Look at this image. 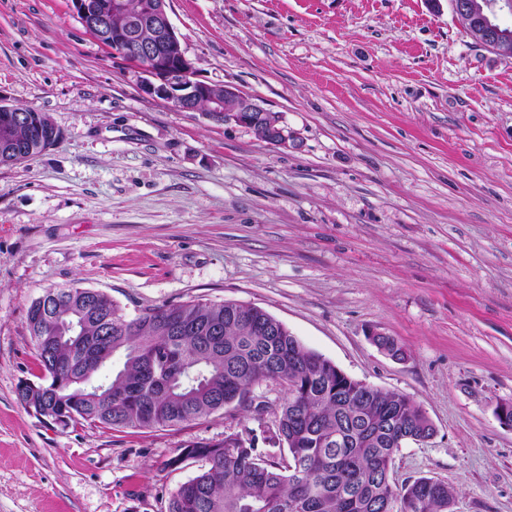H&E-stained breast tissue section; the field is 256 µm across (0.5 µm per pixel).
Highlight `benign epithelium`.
Instances as JSON below:
<instances>
[{"instance_id":"1","label":"benign epithelium","mask_w":512,"mask_h":512,"mask_svg":"<svg viewBox=\"0 0 512 512\" xmlns=\"http://www.w3.org/2000/svg\"><path fill=\"white\" fill-rule=\"evenodd\" d=\"M498 1L512 13V0H451V5L474 42L512 58V25L492 9ZM166 2L139 0L138 9L127 24L114 27L112 16L125 12L126 0H72L84 28L140 70L141 85L148 94L183 112L201 110L216 123L251 128L273 146L286 148L294 143L281 116L265 109L256 99L226 84L196 80V67L169 19ZM27 409L39 419L67 426L66 416H54L41 405H29Z\"/></svg>"}]
</instances>
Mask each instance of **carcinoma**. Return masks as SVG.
Returning a JSON list of instances; mask_svg holds the SVG:
<instances>
[{"label": "carcinoma", "mask_w": 512, "mask_h": 512, "mask_svg": "<svg viewBox=\"0 0 512 512\" xmlns=\"http://www.w3.org/2000/svg\"><path fill=\"white\" fill-rule=\"evenodd\" d=\"M0 137V167L42 153L61 131L31 113ZM32 301L27 323L43 374L21 403L75 413L110 428L152 429L205 418L236 404L261 417L251 386L274 381L285 396L262 430L181 449L170 464L206 467L171 492L166 512H453L448 486L421 477L401 487L389 472L398 439L427 437L424 413L399 393L347 383L266 311L224 301L146 308L133 318L101 291L54 288ZM195 328L183 334L180 327Z\"/></svg>", "instance_id": "1"}]
</instances>
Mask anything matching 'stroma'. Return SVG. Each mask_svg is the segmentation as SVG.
Masks as SVG:
<instances>
[{"mask_svg":"<svg viewBox=\"0 0 512 512\" xmlns=\"http://www.w3.org/2000/svg\"><path fill=\"white\" fill-rule=\"evenodd\" d=\"M197 78L278 113L294 147L148 95L70 0H0V101L47 114L49 150L0 167V512H165L190 443L259 429L283 388L150 430L62 428L17 398L41 367L48 288L125 311L236 301L435 426L389 478L446 483L455 512H512V59L450 0H168ZM392 336L396 360L369 338Z\"/></svg>","mask_w":512,"mask_h":512,"instance_id":"1","label":"stroma"}]
</instances>
